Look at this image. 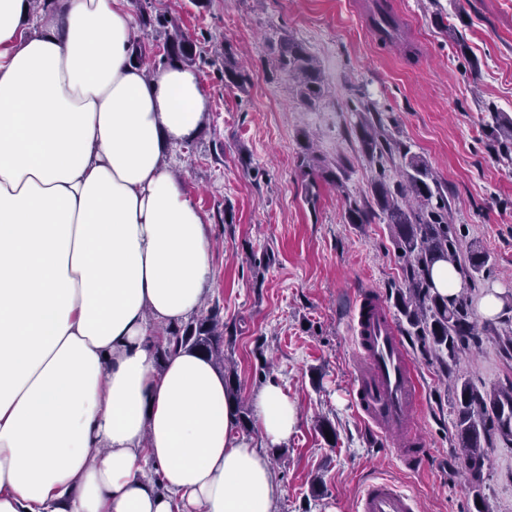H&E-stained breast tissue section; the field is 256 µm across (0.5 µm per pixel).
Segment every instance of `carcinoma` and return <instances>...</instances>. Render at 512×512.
Returning <instances> with one entry per match:
<instances>
[{
    "label": "carcinoma",
    "mask_w": 512,
    "mask_h": 512,
    "mask_svg": "<svg viewBox=\"0 0 512 512\" xmlns=\"http://www.w3.org/2000/svg\"><path fill=\"white\" fill-rule=\"evenodd\" d=\"M149 2L139 5L141 24L169 23L163 64L188 65L196 61L197 46L174 21L153 18ZM280 66L296 74L297 97L304 103L319 98L323 76L306 48L290 37L277 46ZM224 80L242 85L246 81L230 48H224ZM359 142L364 155L384 169L386 161L401 159L404 180L395 187L384 180L374 181L372 193L383 221L393 229L395 244L401 250L404 287L395 292L394 304L412 329L421 346L429 347L445 370H451L459 354L480 344L481 334L472 320L464 295L454 301L432 290L427 275L437 261L455 265L464 280L472 282L485 271L488 256L478 250L461 253L459 241L448 224L449 203L446 189L431 174L428 165L409 154L385 132L381 113L371 102L361 104ZM492 133L512 144V118L502 112L491 113ZM156 360L161 362L180 349L199 352L224 370L227 396L238 401L237 373L225 363L224 321L215 306L201 309L188 320L166 326L153 337ZM454 406L457 447L471 474L478 478L486 459V449L501 441L512 445V383L490 392L480 390L471 380L458 374L454 379Z\"/></svg>",
    "instance_id": "cac0c4a2"
}]
</instances>
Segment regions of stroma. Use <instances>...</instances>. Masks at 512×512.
I'll use <instances>...</instances> for the list:
<instances>
[{"label": "stroma", "mask_w": 512, "mask_h": 512, "mask_svg": "<svg viewBox=\"0 0 512 512\" xmlns=\"http://www.w3.org/2000/svg\"><path fill=\"white\" fill-rule=\"evenodd\" d=\"M403 40H377L355 0H152L197 44L195 69L209 106L189 143L164 161L201 211L212 270L207 298L228 332L240 396L277 380L298 405L297 432L269 449L285 493L276 512H354L365 484L391 480L422 512H512V446L488 451L472 486L455 448L454 403L444 368L405 337L416 370L415 419L428 463L407 473L359 419L351 396V317L364 289L393 304L403 263L381 217L351 223L349 203L375 205L377 177L354 133L363 101L375 103L389 135L424 159L448 189L449 220L462 250L487 254L479 298L512 295V163L487 123L512 117V0H388ZM456 37H449V30ZM302 43L324 75L305 104L276 61L282 36ZM238 53L246 84L225 83V49ZM320 165L343 162L339 182L300 166L307 135ZM461 370L482 390L512 383L500 338L505 317L486 318ZM336 429L323 438L318 419Z\"/></svg>", "instance_id": "1"}]
</instances>
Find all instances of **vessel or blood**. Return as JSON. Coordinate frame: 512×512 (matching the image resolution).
<instances>
[{
  "label": "vessel or blood",
  "mask_w": 512,
  "mask_h": 512,
  "mask_svg": "<svg viewBox=\"0 0 512 512\" xmlns=\"http://www.w3.org/2000/svg\"><path fill=\"white\" fill-rule=\"evenodd\" d=\"M356 364L353 394L371 431L390 447L411 473L426 462V445L414 422L419 391L398 327L384 301L365 292L352 320ZM417 498L388 480L369 483L355 512H418Z\"/></svg>",
  "instance_id": "vessel-or-blood-1"
}]
</instances>
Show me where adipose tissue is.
I'll return each mask as SVG.
<instances>
[{
  "label": "adipose tissue",
  "mask_w": 512,
  "mask_h": 512,
  "mask_svg": "<svg viewBox=\"0 0 512 512\" xmlns=\"http://www.w3.org/2000/svg\"><path fill=\"white\" fill-rule=\"evenodd\" d=\"M28 12L0 0V512H274L267 451L296 403L267 382L246 436L207 357L160 363L150 342L211 273L163 164L207 110L200 78L144 73L126 0H58L34 33Z\"/></svg>",
  "instance_id": "adipose-tissue-1"
}]
</instances>
